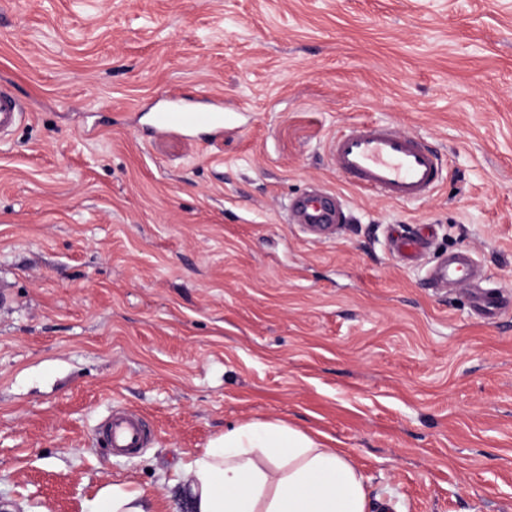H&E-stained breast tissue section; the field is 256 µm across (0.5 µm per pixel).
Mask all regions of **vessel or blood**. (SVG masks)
<instances>
[{"label":"vessel or blood","mask_w":512,"mask_h":512,"mask_svg":"<svg viewBox=\"0 0 512 512\" xmlns=\"http://www.w3.org/2000/svg\"><path fill=\"white\" fill-rule=\"evenodd\" d=\"M165 107L154 112L151 128L157 133L182 131L218 136L224 132L226 117L223 103L202 108L170 94ZM23 108L11 94L0 91V136L11 132L20 122ZM328 154L337 174L347 182L379 198L397 202H418L432 196L443 177L442 162L422 138L400 133L387 122H363L336 134ZM292 215L304 227L332 231L336 224L333 198L325 193L298 198L289 205ZM427 241L419 235H397L390 243L392 251L406 260L417 259ZM474 260L461 250L435 268L430 278L436 283H452L467 293L471 306L481 316L494 319L507 309L499 289L485 288L474 282ZM110 450L128 456L146 442V431L135 413L112 414L103 425Z\"/></svg>","instance_id":"obj_1"}]
</instances>
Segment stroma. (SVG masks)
<instances>
[{"label":"stroma","mask_w":512,"mask_h":512,"mask_svg":"<svg viewBox=\"0 0 512 512\" xmlns=\"http://www.w3.org/2000/svg\"><path fill=\"white\" fill-rule=\"evenodd\" d=\"M0 90V512L112 484L186 512L180 464L276 419L347 451L370 512H512V312L426 281L466 248L512 291V0H0ZM174 90L236 129L145 137ZM364 120L441 156L431 198L336 173ZM317 186L328 237L283 210ZM117 406L151 426L131 457L96 439ZM22 115L19 101L8 92L0 91V139L17 126ZM427 241V239L420 235L411 236L400 233L391 239L390 246L395 254L408 261H413L422 254Z\"/></svg>","instance_id":"35a3bbf8"}]
</instances>
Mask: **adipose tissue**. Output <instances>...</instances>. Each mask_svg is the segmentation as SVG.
<instances>
[{"label":"adipose tissue","instance_id":"ef3b65f1","mask_svg":"<svg viewBox=\"0 0 512 512\" xmlns=\"http://www.w3.org/2000/svg\"><path fill=\"white\" fill-rule=\"evenodd\" d=\"M189 512H368L352 457L286 422L225 430L183 467ZM87 512H148L137 488L112 486Z\"/></svg>","mask_w":512,"mask_h":512}]
</instances>
